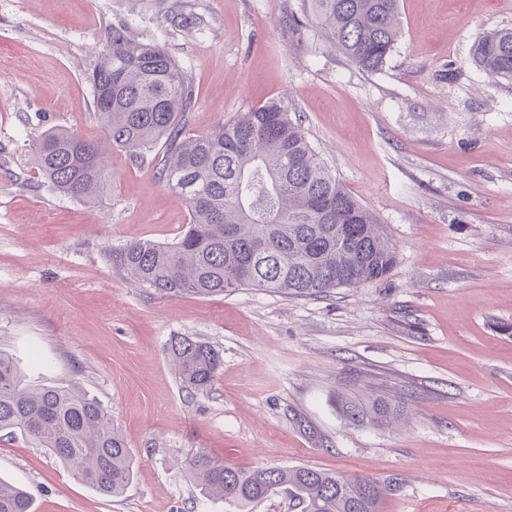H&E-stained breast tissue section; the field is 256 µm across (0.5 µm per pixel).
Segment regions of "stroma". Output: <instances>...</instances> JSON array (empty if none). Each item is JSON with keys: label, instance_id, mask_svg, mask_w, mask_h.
<instances>
[{"label": "stroma", "instance_id": "stroma-1", "mask_svg": "<svg viewBox=\"0 0 512 512\" xmlns=\"http://www.w3.org/2000/svg\"><path fill=\"white\" fill-rule=\"evenodd\" d=\"M403 34L365 72L320 28L311 0H0V351L33 385L74 386L123 436L122 496L80 482L33 439L0 432V478L33 512H237L188 464L307 466L386 485L383 512H512V80L473 61L512 28V0H400ZM304 26L288 29L289 17ZM125 27L173 56L197 102L188 132L287 101L398 262L385 280L321 297L238 288L167 297L113 253L177 240L184 199L114 150L112 191L86 203L38 173L45 131L101 139L85 79ZM192 336L223 364L182 391L167 346ZM386 401L391 419H349Z\"/></svg>", "mask_w": 512, "mask_h": 512}]
</instances>
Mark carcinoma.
<instances>
[{"instance_id": "carcinoma-1", "label": "carcinoma", "mask_w": 512, "mask_h": 512, "mask_svg": "<svg viewBox=\"0 0 512 512\" xmlns=\"http://www.w3.org/2000/svg\"><path fill=\"white\" fill-rule=\"evenodd\" d=\"M320 24L342 54L364 71L386 62L401 36L399 0H313ZM102 61L88 76L94 114L106 142L142 159L162 144L158 179L189 205L190 222L176 242L140 240L113 255L139 285L167 296H222L262 288L292 298L326 295L336 278L349 287L387 277L397 252L375 216L344 187L280 100L185 135L195 89L160 45L108 29ZM474 60L487 73L512 80V28L478 40ZM39 170L59 192L88 202L112 191L102 145L73 129L47 131L37 149ZM168 355L187 394L209 390L221 353L180 336ZM353 420H386L391 407L352 404ZM0 430L18 431L47 449L85 485L122 495L134 458L112 419L75 387L23 385L13 358L0 352ZM189 473L208 497L240 510L281 488L300 512H381L387 487L373 499L372 480L308 467L242 470L206 455ZM26 490L0 480V512H32Z\"/></svg>"}]
</instances>
